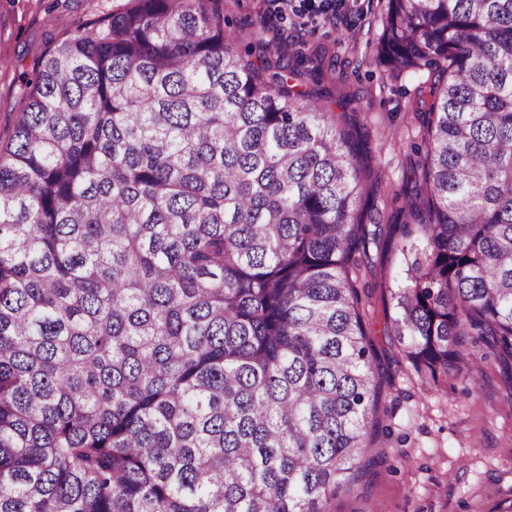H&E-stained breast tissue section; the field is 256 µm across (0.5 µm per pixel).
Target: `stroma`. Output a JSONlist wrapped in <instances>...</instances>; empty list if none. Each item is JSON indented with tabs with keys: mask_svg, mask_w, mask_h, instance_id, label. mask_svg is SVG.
Masks as SVG:
<instances>
[{
	"mask_svg": "<svg viewBox=\"0 0 512 512\" xmlns=\"http://www.w3.org/2000/svg\"><path fill=\"white\" fill-rule=\"evenodd\" d=\"M126 0H0V137L22 110L23 72L52 39L121 9ZM386 0H348L335 15L297 23L268 0H224V31L240 51L282 59L298 90L323 94L339 124L363 135L358 207L368 230L361 310L386 377L381 427L355 496L336 512H507L512 507V358L474 359L470 378L431 380L385 334L392 295L413 261L403 206L414 195L429 116L415 104L426 73L392 74L379 57Z\"/></svg>",
	"mask_w": 512,
	"mask_h": 512,
	"instance_id": "obj_1",
	"label": "stroma"
}]
</instances>
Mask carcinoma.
I'll return each mask as SVG.
<instances>
[{
  "mask_svg": "<svg viewBox=\"0 0 512 512\" xmlns=\"http://www.w3.org/2000/svg\"><path fill=\"white\" fill-rule=\"evenodd\" d=\"M381 46L437 72L391 329L433 381L467 379L469 348L512 356V0H387ZM21 95L0 512H335L381 422L352 133L237 49L224 0H127Z\"/></svg>",
  "mask_w": 512,
  "mask_h": 512,
  "instance_id": "carcinoma-1",
  "label": "carcinoma"
}]
</instances>
